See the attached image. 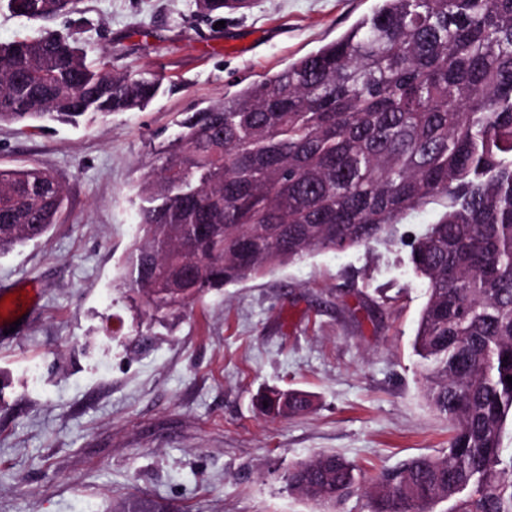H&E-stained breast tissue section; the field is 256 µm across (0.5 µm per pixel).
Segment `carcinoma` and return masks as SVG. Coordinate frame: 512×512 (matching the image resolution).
I'll return each instance as SVG.
<instances>
[{"instance_id": "1", "label": "carcinoma", "mask_w": 512, "mask_h": 512, "mask_svg": "<svg viewBox=\"0 0 512 512\" xmlns=\"http://www.w3.org/2000/svg\"><path fill=\"white\" fill-rule=\"evenodd\" d=\"M204 17L247 7L194 0ZM27 19L76 0H0ZM98 49L44 32L0 43V122L75 125L144 109L156 72L109 71ZM141 179L146 206L130 291L153 313L328 251L399 242L409 211L440 203L411 244L427 288L414 347L424 396L451 423L441 455L377 478L371 512H512V0H377L336 39L186 114ZM63 186L39 166L0 169V254L57 222ZM314 396L270 388L272 417ZM349 460L295 463L288 487L332 509L360 484Z\"/></svg>"}]
</instances>
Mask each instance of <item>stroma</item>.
<instances>
[{
    "mask_svg": "<svg viewBox=\"0 0 512 512\" xmlns=\"http://www.w3.org/2000/svg\"><path fill=\"white\" fill-rule=\"evenodd\" d=\"M375 0H251L223 22L194 0H81L47 21L0 11V42L42 30L100 48L107 68L160 71L143 111L70 127L0 124V169L40 165L66 189L48 237L0 256V286L36 306L0 322V512H315L285 478L334 453L370 512L382 471L448 448L412 343L426 288L408 246L321 253L156 315L122 274L140 237L138 184L183 113L273 74L370 13ZM266 387L313 393L269 418Z\"/></svg>",
    "mask_w": 512,
    "mask_h": 512,
    "instance_id": "1",
    "label": "stroma"
}]
</instances>
